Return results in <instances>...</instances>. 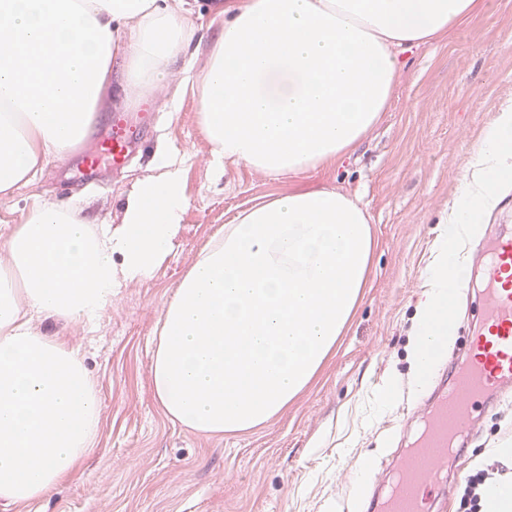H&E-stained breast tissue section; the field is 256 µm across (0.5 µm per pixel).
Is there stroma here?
Here are the masks:
<instances>
[{
    "mask_svg": "<svg viewBox=\"0 0 512 512\" xmlns=\"http://www.w3.org/2000/svg\"><path fill=\"white\" fill-rule=\"evenodd\" d=\"M404 72L380 123L342 162L309 176L359 196L378 242L365 291L317 382L282 414L247 432L206 435L170 420L152 389V350L165 303L196 256L250 206L297 186L243 164L215 174L198 94L169 85L134 89L127 111L155 119L127 166L82 180L80 153L51 160L36 183L0 199V225L21 223L34 201L81 200L93 224H120L127 195L152 174L158 151L181 161L186 209L155 274L122 288L95 326L43 322L80 344L101 401L96 445L78 474L39 502L0 512H359L363 492L386 485L403 436L428 414L413 392L417 303L436 226L456 200L469 154L512 101V0L445 38L404 54ZM393 397L377 410L376 393ZM512 441V403L482 410L469 445L448 460L432 512H460L459 488L483 449ZM369 470H361L363 459Z\"/></svg>",
    "mask_w": 512,
    "mask_h": 512,
    "instance_id": "stroma-1",
    "label": "stroma"
}]
</instances>
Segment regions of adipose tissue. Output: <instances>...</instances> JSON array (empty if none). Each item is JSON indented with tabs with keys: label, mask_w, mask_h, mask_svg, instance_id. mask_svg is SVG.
Returning <instances> with one entry per match:
<instances>
[{
	"label": "adipose tissue",
	"mask_w": 512,
	"mask_h": 512,
	"mask_svg": "<svg viewBox=\"0 0 512 512\" xmlns=\"http://www.w3.org/2000/svg\"><path fill=\"white\" fill-rule=\"evenodd\" d=\"M482 0H214L224 32L200 71L170 62L200 31L189 0H0V197L73 152L111 84L199 91L215 168L307 176L348 155L387 111L398 53L481 14ZM182 168L159 154L118 226L79 201L37 202L0 227V503L30 504L93 449L100 397L79 346L35 322H94L176 238ZM376 242L357 199L300 186L236 215L165 304L153 393L204 434L280 415L320 373L369 284Z\"/></svg>",
	"instance_id": "adipose-tissue-1"
}]
</instances>
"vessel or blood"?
I'll return each instance as SVG.
<instances>
[{
	"instance_id": "b4317fda",
	"label": "vessel or blood",
	"mask_w": 512,
	"mask_h": 512,
	"mask_svg": "<svg viewBox=\"0 0 512 512\" xmlns=\"http://www.w3.org/2000/svg\"><path fill=\"white\" fill-rule=\"evenodd\" d=\"M150 118L147 112L114 113L107 137L85 153L84 168L95 171L105 160L123 168ZM472 247L482 259V286L461 348L464 360L455 366L417 446L399 455L380 512H429L442 465L463 446L475 404L512 397V233L476 239Z\"/></svg>"
}]
</instances>
